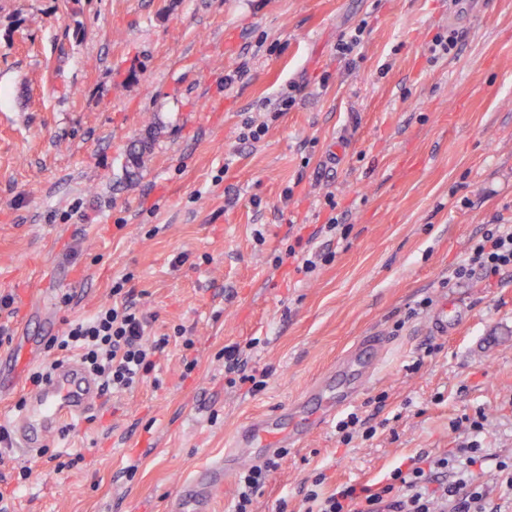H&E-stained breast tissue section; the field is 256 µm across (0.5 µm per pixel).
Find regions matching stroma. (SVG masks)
<instances>
[{"label": "stroma", "instance_id": "stroma-1", "mask_svg": "<svg viewBox=\"0 0 512 512\" xmlns=\"http://www.w3.org/2000/svg\"><path fill=\"white\" fill-rule=\"evenodd\" d=\"M439 34L456 45L436 59ZM292 84L295 105L244 139ZM136 141L150 151L131 180ZM332 217L346 235L324 232ZM490 224L512 225V0H0V289L18 310L0 353L23 358L46 322L63 335L128 273L153 332L184 327L197 360L185 373L169 344L153 379L51 437L78 468L8 454L0 503L168 512L239 424L378 336L351 404L375 436L341 444L331 420L289 445L254 512L452 454L480 410L474 479L488 512H512L495 482L512 462V269L453 277ZM301 238L331 254L308 276L283 260ZM443 302L456 328L439 337ZM233 343L270 369L262 391L226 384Z\"/></svg>", "mask_w": 512, "mask_h": 512}]
</instances>
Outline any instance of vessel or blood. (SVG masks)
<instances>
[{
    "instance_id": "vessel-or-blood-1",
    "label": "vessel or blood",
    "mask_w": 512,
    "mask_h": 512,
    "mask_svg": "<svg viewBox=\"0 0 512 512\" xmlns=\"http://www.w3.org/2000/svg\"><path fill=\"white\" fill-rule=\"evenodd\" d=\"M380 340L372 336L351 352L335 370L307 390L286 416H263L241 426L224 456L199 465L180 486L169 512H210L234 470L275 455L289 443L304 440L314 425L351 404L372 376ZM99 382L76 360L63 361L44 385L26 397L8 421L11 449L18 456L37 457L46 441L64 424L81 420L102 402Z\"/></svg>"
}]
</instances>
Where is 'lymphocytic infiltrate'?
Listing matches in <instances>:
<instances>
[{
    "label": "lymphocytic infiltrate",
    "instance_id": "1",
    "mask_svg": "<svg viewBox=\"0 0 512 512\" xmlns=\"http://www.w3.org/2000/svg\"><path fill=\"white\" fill-rule=\"evenodd\" d=\"M512 269V227L496 224L477 239L467 260L455 270L456 278L476 274L491 277ZM130 275L113 280L110 304L101 306L93 316L70 322L64 335L51 338L46 351L77 350L83 363L101 381L104 392L122 393L144 381L156 368L155 356L169 344L171 337L182 340L184 349L194 347L183 328L173 335L149 337L150 320L134 299ZM224 377L229 386L246 385L251 392L264 389L266 372L249 368L240 344L225 346ZM472 441L455 453L437 459L420 456L396 468L377 486L346 485L320 496L308 489L305 512H485V489L472 483L471 468L479 459L482 445L478 439L484 429L483 416L469 423ZM449 471L451 478L432 483L429 467Z\"/></svg>",
    "mask_w": 512,
    "mask_h": 512
}]
</instances>
